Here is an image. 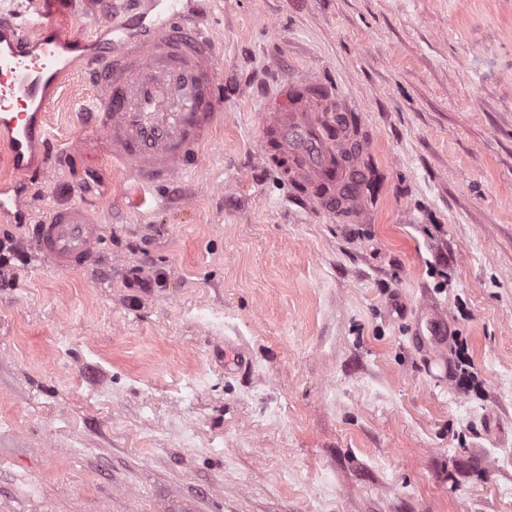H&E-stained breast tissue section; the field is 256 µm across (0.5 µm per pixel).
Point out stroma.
I'll return each mask as SVG.
<instances>
[{
    "mask_svg": "<svg viewBox=\"0 0 512 512\" xmlns=\"http://www.w3.org/2000/svg\"><path fill=\"white\" fill-rule=\"evenodd\" d=\"M199 5L224 120L185 178L142 191L82 123L110 0L56 14L89 41L46 108L77 150L0 153L28 208L0 217V512H512V0ZM305 75L359 118L363 220L257 151L264 92ZM73 204L101 257L60 272L32 230ZM425 301L445 354L413 345Z\"/></svg>",
    "mask_w": 512,
    "mask_h": 512,
    "instance_id": "35a3bbf8",
    "label": "stroma"
}]
</instances>
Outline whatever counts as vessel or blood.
Listing matches in <instances>:
<instances>
[{"mask_svg": "<svg viewBox=\"0 0 512 512\" xmlns=\"http://www.w3.org/2000/svg\"><path fill=\"white\" fill-rule=\"evenodd\" d=\"M111 27L99 45L88 119L112 166L129 171L144 191L189 173L222 118L216 57L196 10L178 0H154ZM84 38L58 26L49 7L14 22L0 21V149L19 173L50 142L44 108L66 69L65 53ZM263 117L260 148L300 189L304 206L361 217L359 197L345 170H358L363 143L338 136L334 95L318 83L284 82ZM102 226L79 205L51 211L36 227V253L52 268L87 267L99 253ZM416 341L438 348L447 340L445 318L423 305Z\"/></svg>", "mask_w": 512, "mask_h": 512, "instance_id": "1", "label": "vessel or blood"}]
</instances>
